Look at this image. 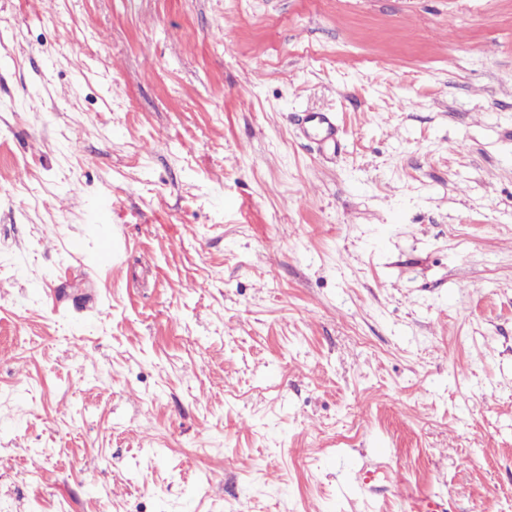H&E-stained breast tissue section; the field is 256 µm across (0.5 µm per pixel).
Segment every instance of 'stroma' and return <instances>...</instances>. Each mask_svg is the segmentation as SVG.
I'll list each match as a JSON object with an SVG mask.
<instances>
[{
  "label": "stroma",
  "mask_w": 512,
  "mask_h": 512,
  "mask_svg": "<svg viewBox=\"0 0 512 512\" xmlns=\"http://www.w3.org/2000/svg\"><path fill=\"white\" fill-rule=\"evenodd\" d=\"M423 499L512 512V0H0V512Z\"/></svg>",
  "instance_id": "1"
}]
</instances>
